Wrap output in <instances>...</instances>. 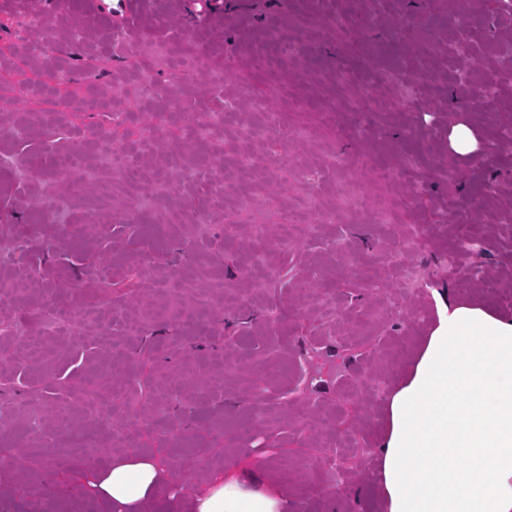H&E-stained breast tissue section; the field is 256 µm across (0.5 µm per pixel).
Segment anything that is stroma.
Masks as SVG:
<instances>
[{
	"label": "stroma",
	"instance_id": "1",
	"mask_svg": "<svg viewBox=\"0 0 512 512\" xmlns=\"http://www.w3.org/2000/svg\"><path fill=\"white\" fill-rule=\"evenodd\" d=\"M133 23L140 47L120 56L112 17L90 16L84 0H0V88H32L0 110V265L11 269L0 279V332L36 331L35 302L91 305L83 328L44 337L43 357L0 339V512H113L93 481L131 455L162 471L140 512H180L184 494L227 471L284 489L288 512H383L384 402L419 349L435 295L512 316V148L485 152L512 139V83L489 80L512 56V15L499 0H466L459 13L448 0H139ZM46 30L59 34L53 47L31 53ZM158 43L173 50L150 73L171 87L165 101L132 92ZM261 53L267 82L288 91L271 109L365 91L389 106L344 111L336 124L291 113L314 138L273 145L244 103L196 141L188 113L223 108L247 81L240 62ZM214 57L234 73L221 87L202 69ZM184 63L198 71L172 88ZM53 95L62 103L44 113ZM115 109L128 112L126 126H112ZM459 121L481 145L463 157L448 147ZM161 123L163 151L150 142ZM77 139L109 140L139 183L127 187L95 154L55 174L26 167ZM323 146L336 163L318 168L316 193L365 161L408 167L400 186L365 193L423 226L428 246L403 250L395 228L344 207L262 261L282 203L306 205L288 190L291 165ZM163 170L164 200L126 217L129 194L145 195ZM242 184L268 201L265 234L225 202ZM192 208L212 222L191 229ZM407 266L423 275L413 291L400 286ZM208 292L213 304L199 310ZM49 402L72 416L38 423ZM33 433L46 443L38 456L26 448ZM284 457L292 473L279 469ZM324 458L335 469L316 489L309 475Z\"/></svg>",
	"mask_w": 512,
	"mask_h": 512
}]
</instances>
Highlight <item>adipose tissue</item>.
<instances>
[{"mask_svg":"<svg viewBox=\"0 0 512 512\" xmlns=\"http://www.w3.org/2000/svg\"><path fill=\"white\" fill-rule=\"evenodd\" d=\"M152 462L116 465L100 498L129 507L157 489ZM379 487L384 512H512V317L435 299L411 368L386 398ZM186 512H286L275 491L211 480Z\"/></svg>","mask_w":512,"mask_h":512,"instance_id":"obj_1","label":"adipose tissue"}]
</instances>
